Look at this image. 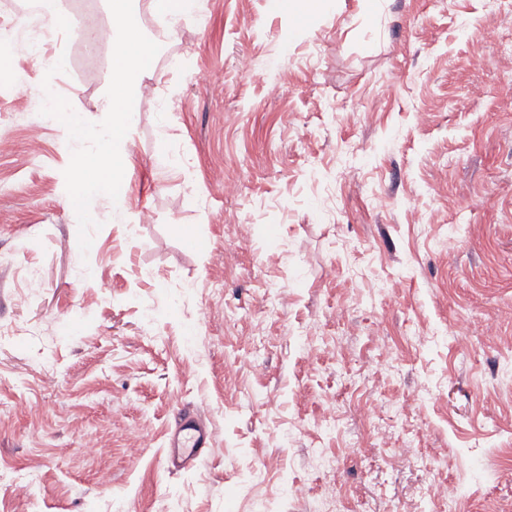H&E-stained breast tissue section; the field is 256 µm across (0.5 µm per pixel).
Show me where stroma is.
<instances>
[{
	"mask_svg": "<svg viewBox=\"0 0 512 512\" xmlns=\"http://www.w3.org/2000/svg\"><path fill=\"white\" fill-rule=\"evenodd\" d=\"M141 24L160 51L127 195L92 201L88 253L66 128L26 132L44 71L18 56L0 78V503L302 512L299 484L328 512H448L447 482L457 512H512V49L481 38L512 30V0H198ZM48 51L102 121L111 50L88 66L66 31ZM366 397L413 407L368 424ZM188 412L213 445L173 468Z\"/></svg>",
	"mask_w": 512,
	"mask_h": 512,
	"instance_id": "obj_1",
	"label": "stroma"
}]
</instances>
